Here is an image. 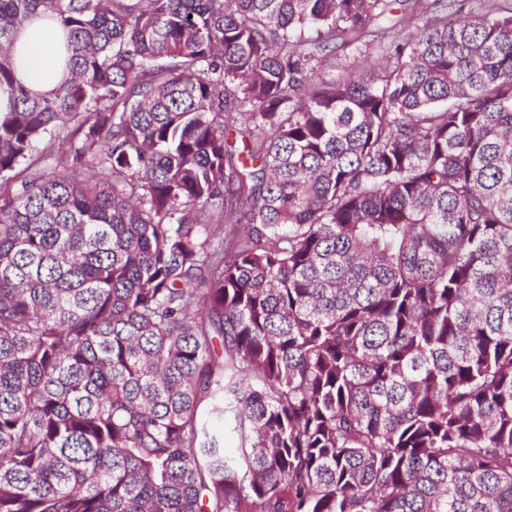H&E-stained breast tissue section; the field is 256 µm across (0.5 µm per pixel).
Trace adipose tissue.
Returning <instances> with one entry per match:
<instances>
[{
  "label": "adipose tissue",
  "mask_w": 512,
  "mask_h": 512,
  "mask_svg": "<svg viewBox=\"0 0 512 512\" xmlns=\"http://www.w3.org/2000/svg\"><path fill=\"white\" fill-rule=\"evenodd\" d=\"M14 50L20 60L17 79L33 94L51 93L63 73L65 45L61 29L50 19L24 24Z\"/></svg>",
  "instance_id": "adipose-tissue-1"
}]
</instances>
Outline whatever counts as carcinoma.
Returning <instances> with one entry per match:
<instances>
[{
  "mask_svg": "<svg viewBox=\"0 0 512 512\" xmlns=\"http://www.w3.org/2000/svg\"><path fill=\"white\" fill-rule=\"evenodd\" d=\"M395 4L0 0V512H512V14ZM13 51L20 60L17 79L33 94L51 93L61 79L66 55L62 30L53 20L26 22L16 36Z\"/></svg>",
  "mask_w": 512,
  "mask_h": 512,
  "instance_id": "cac0c4a2",
  "label": "carcinoma"
}]
</instances>
